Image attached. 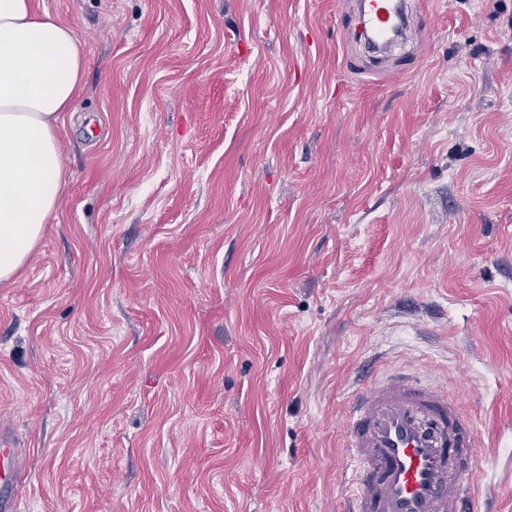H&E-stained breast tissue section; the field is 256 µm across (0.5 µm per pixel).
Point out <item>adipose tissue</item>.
<instances>
[{
  "mask_svg": "<svg viewBox=\"0 0 512 512\" xmlns=\"http://www.w3.org/2000/svg\"><path fill=\"white\" fill-rule=\"evenodd\" d=\"M84 66L74 28L33 0H0V282L28 260L57 207L60 115L76 109Z\"/></svg>",
  "mask_w": 512,
  "mask_h": 512,
  "instance_id": "adipose-tissue-1",
  "label": "adipose tissue"
}]
</instances>
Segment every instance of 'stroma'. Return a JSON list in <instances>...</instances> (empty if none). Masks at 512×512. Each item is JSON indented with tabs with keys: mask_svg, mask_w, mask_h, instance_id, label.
Segmentation results:
<instances>
[{
	"mask_svg": "<svg viewBox=\"0 0 512 512\" xmlns=\"http://www.w3.org/2000/svg\"><path fill=\"white\" fill-rule=\"evenodd\" d=\"M85 61L0 283L20 512H343L375 367L448 381L512 512V0L373 67L347 0H36Z\"/></svg>",
	"mask_w": 512,
	"mask_h": 512,
	"instance_id": "obj_1",
	"label": "stroma"
}]
</instances>
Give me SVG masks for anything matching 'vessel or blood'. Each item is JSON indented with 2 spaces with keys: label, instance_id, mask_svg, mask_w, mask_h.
Returning a JSON list of instances; mask_svg holds the SVG:
<instances>
[{
  "label": "vessel or blood",
  "instance_id": "vessel-or-blood-1",
  "mask_svg": "<svg viewBox=\"0 0 512 512\" xmlns=\"http://www.w3.org/2000/svg\"><path fill=\"white\" fill-rule=\"evenodd\" d=\"M423 0H358L356 18L374 37L408 27ZM352 466L346 512H468L478 490V431L444 383L389 372L349 403ZM24 464L19 443L0 429V512H17Z\"/></svg>",
  "mask_w": 512,
  "mask_h": 512
}]
</instances>
